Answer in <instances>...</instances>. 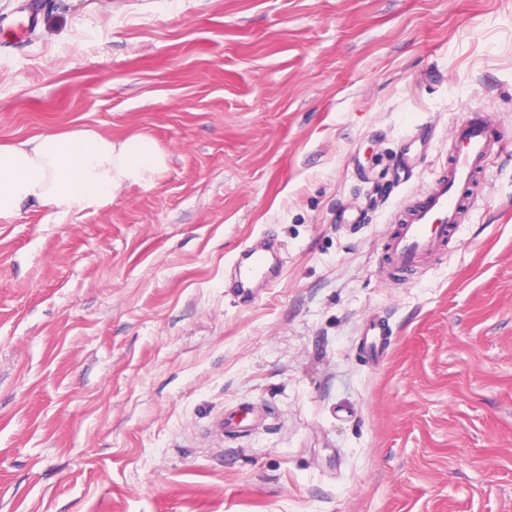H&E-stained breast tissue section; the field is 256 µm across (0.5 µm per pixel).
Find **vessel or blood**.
Masks as SVG:
<instances>
[{
  "instance_id": "obj_1",
  "label": "vessel or blood",
  "mask_w": 512,
  "mask_h": 512,
  "mask_svg": "<svg viewBox=\"0 0 512 512\" xmlns=\"http://www.w3.org/2000/svg\"><path fill=\"white\" fill-rule=\"evenodd\" d=\"M455 149L448 169L421 200L403 204L395 217V231L389 237L385 268L388 278L401 280L418 272L429 259L447 251L463 224L470 204L467 192L494 149L502 147L501 130L480 114L472 113L453 130ZM238 288L254 283L272 284L280 274L264 242L245 245L232 265ZM390 345L386 322L373 320L362 332V349L373 362H380Z\"/></svg>"
}]
</instances>
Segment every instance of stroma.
<instances>
[{"mask_svg": "<svg viewBox=\"0 0 512 512\" xmlns=\"http://www.w3.org/2000/svg\"><path fill=\"white\" fill-rule=\"evenodd\" d=\"M43 5L0 49V145L87 126L169 159L0 224V512H512V0ZM471 111L507 150L448 253L386 280ZM262 232L281 275L245 299ZM268 249L262 241L244 244L232 265L233 277L237 288L246 290L255 282L271 285L279 277L280 268L270 263ZM388 323L373 320L366 324L362 332V349L366 356L374 363H379L390 345V331Z\"/></svg>", "mask_w": 512, "mask_h": 512, "instance_id": "stroma-1", "label": "stroma"}]
</instances>
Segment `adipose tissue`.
Segmentation results:
<instances>
[{
  "mask_svg": "<svg viewBox=\"0 0 512 512\" xmlns=\"http://www.w3.org/2000/svg\"><path fill=\"white\" fill-rule=\"evenodd\" d=\"M167 168L166 152L143 134L115 140L88 127L48 130L0 146V223H12L25 204L95 211L124 185H151Z\"/></svg>",
  "mask_w": 512,
  "mask_h": 512,
  "instance_id": "obj_1",
  "label": "adipose tissue"
}]
</instances>
